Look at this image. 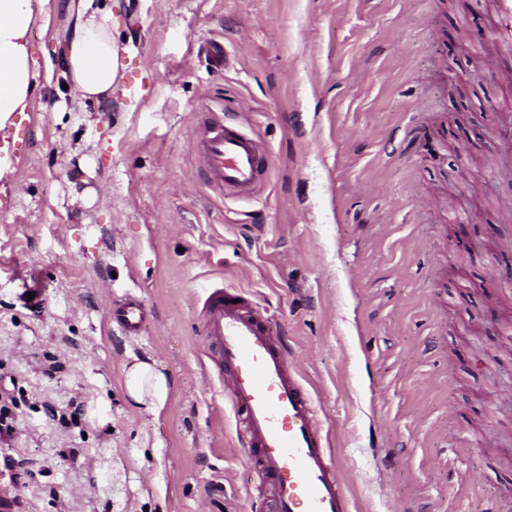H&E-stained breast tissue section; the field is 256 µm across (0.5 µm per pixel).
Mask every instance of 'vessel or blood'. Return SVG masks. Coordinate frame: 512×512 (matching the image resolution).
<instances>
[{"label": "vessel or blood", "instance_id": "1", "mask_svg": "<svg viewBox=\"0 0 512 512\" xmlns=\"http://www.w3.org/2000/svg\"><path fill=\"white\" fill-rule=\"evenodd\" d=\"M196 156L208 185L243 199L256 193L272 166L256 137L221 120L205 128ZM145 318L142 302L128 300L123 332L140 335ZM203 334L222 355L224 394L241 421L239 440L252 462L264 512H351L318 411L266 312L241 291H212Z\"/></svg>", "mask_w": 512, "mask_h": 512}]
</instances>
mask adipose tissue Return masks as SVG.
<instances>
[{
    "instance_id": "ef3b65f1",
    "label": "adipose tissue",
    "mask_w": 512,
    "mask_h": 512,
    "mask_svg": "<svg viewBox=\"0 0 512 512\" xmlns=\"http://www.w3.org/2000/svg\"><path fill=\"white\" fill-rule=\"evenodd\" d=\"M50 0H0V178L14 169L16 158L8 138L15 117L30 110L39 86V71L32 57L30 30L48 15ZM74 95L82 101H108L118 75V50L112 40L110 6L83 7L80 22L63 51ZM130 398L152 414L164 409L168 381L153 364L139 361L125 375Z\"/></svg>"
}]
</instances>
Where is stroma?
<instances>
[{
    "label": "stroma",
    "mask_w": 512,
    "mask_h": 512,
    "mask_svg": "<svg viewBox=\"0 0 512 512\" xmlns=\"http://www.w3.org/2000/svg\"><path fill=\"white\" fill-rule=\"evenodd\" d=\"M117 2L107 104L63 88L76 12L36 21L52 82L0 180L15 512H257L203 336L210 287L276 319L353 512L511 496L512 46L491 35L495 0ZM215 117L273 157L253 198L203 178ZM130 293L138 337L112 319ZM137 360L169 381L160 415L126 392Z\"/></svg>",
    "instance_id": "obj_1"
}]
</instances>
